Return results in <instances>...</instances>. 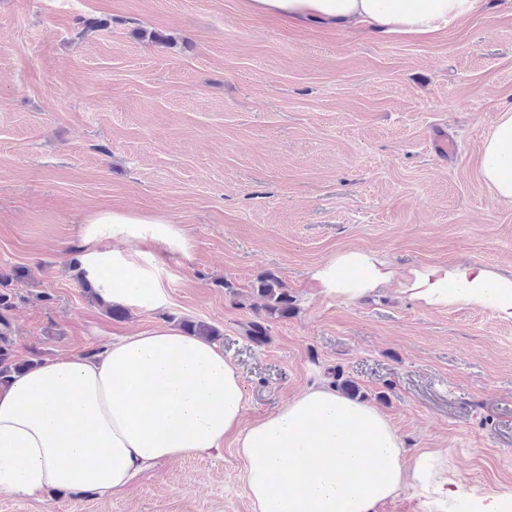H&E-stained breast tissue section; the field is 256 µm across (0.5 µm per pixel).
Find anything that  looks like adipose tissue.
Returning a JSON list of instances; mask_svg holds the SVG:
<instances>
[{
	"label": "adipose tissue",
	"mask_w": 512,
	"mask_h": 512,
	"mask_svg": "<svg viewBox=\"0 0 512 512\" xmlns=\"http://www.w3.org/2000/svg\"><path fill=\"white\" fill-rule=\"evenodd\" d=\"M480 0H246L257 14L303 24L429 34L477 12ZM479 169L495 197L512 201V107L498 112ZM86 276L112 304L155 310L161 252L188 254L181 229L119 210L86 216ZM153 243L125 254L102 241ZM377 253L332 257L312 274L320 293L352 301L392 280ZM442 307L482 305L512 320V278L475 264L427 266L405 288ZM235 366L211 341L167 322L31 365L0 385V492L41 498L49 490L122 492L161 461L221 455L235 437L257 512H374L408 480H430L437 457L407 460L397 430L375 407L313 384L252 424Z\"/></svg>",
	"instance_id": "ef3b65f1"
}]
</instances>
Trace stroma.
I'll use <instances>...</instances> for the list:
<instances>
[{
  "label": "stroma",
  "instance_id": "35a3bbf8",
  "mask_svg": "<svg viewBox=\"0 0 512 512\" xmlns=\"http://www.w3.org/2000/svg\"><path fill=\"white\" fill-rule=\"evenodd\" d=\"M511 106L512 0L427 36L298 27L243 0H0V272L26 273L6 313L15 360L203 322L241 375L245 422L347 379L408 456L440 453L444 492L411 481L374 512L512 496V320L401 291L428 265L512 277V202L479 170ZM100 209L188 236V256L161 257L164 309L117 318L82 286V220ZM351 250L378 252L393 281L354 302L318 294L311 272ZM267 275L288 316L268 314ZM0 512L256 510L229 438L116 495L0 492ZM258 293L267 299L266 308L268 312L284 317L288 315L294 300L275 276L268 275L261 278Z\"/></svg>",
  "mask_w": 512,
  "mask_h": 512
}]
</instances>
